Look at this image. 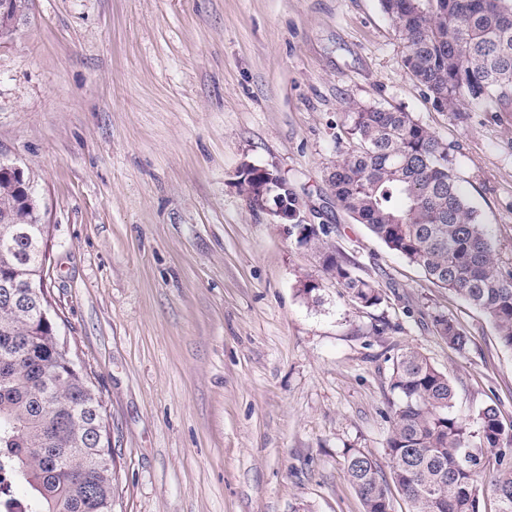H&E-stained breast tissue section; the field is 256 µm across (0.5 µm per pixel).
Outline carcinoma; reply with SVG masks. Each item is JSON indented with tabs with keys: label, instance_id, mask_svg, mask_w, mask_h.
<instances>
[{
	"label": "carcinoma",
	"instance_id": "cac0c4a2",
	"mask_svg": "<svg viewBox=\"0 0 512 512\" xmlns=\"http://www.w3.org/2000/svg\"><path fill=\"white\" fill-rule=\"evenodd\" d=\"M380 8L406 43L405 69L437 111L512 106V0H380ZM349 109L352 144L328 171L331 196L433 284L468 302L512 350V271L498 266L447 146L409 112L358 102ZM240 183L275 204L288 198V238L319 252L324 274L356 304L382 302L377 285L325 246L323 226L298 223L286 179L242 171ZM6 210L18 224L16 235H0V283L21 282L44 264V236L29 223L16 183L1 174L0 218ZM38 316L37 300L10 301L0 287V512H112L116 472L94 464L95 429L106 427L101 398L83 365L73 373L56 356L63 343ZM433 326L448 347L467 350L469 336L454 319L436 315ZM391 388L398 402L386 441L390 476L359 449L346 458L364 512H395L391 482L409 512H480L486 479L497 512H512V470L501 469L512 433L498 408H480L471 427L454 412L448 374L414 345L393 358ZM16 481L32 490L24 505L13 496Z\"/></svg>",
	"mask_w": 512,
	"mask_h": 512
}]
</instances>
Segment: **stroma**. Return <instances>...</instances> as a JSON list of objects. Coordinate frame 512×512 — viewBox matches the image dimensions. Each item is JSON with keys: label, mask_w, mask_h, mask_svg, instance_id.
Instances as JSON below:
<instances>
[{"label": "stroma", "mask_w": 512, "mask_h": 512, "mask_svg": "<svg viewBox=\"0 0 512 512\" xmlns=\"http://www.w3.org/2000/svg\"><path fill=\"white\" fill-rule=\"evenodd\" d=\"M405 52L378 0H28L0 46V158L34 179L49 297L96 377L117 512H363L346 453L387 465L406 344L448 374L457 414L494 405L512 425V351L493 326L327 186L351 102L410 112L512 270V112L434 110ZM247 165L279 170L380 305L353 303L247 203ZM441 313L465 352L436 334ZM433 326L435 332L448 343V347L459 353L467 350L469 336L454 319L447 315H436L433 318Z\"/></svg>", "instance_id": "1"}]
</instances>
